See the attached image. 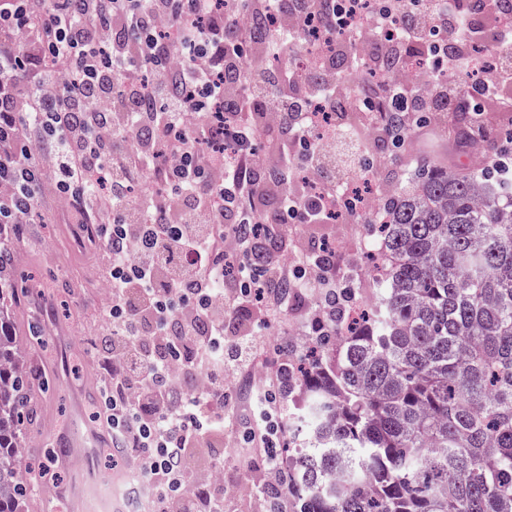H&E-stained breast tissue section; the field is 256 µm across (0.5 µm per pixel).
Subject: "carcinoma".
Segmentation results:
<instances>
[{
  "instance_id": "1",
  "label": "carcinoma",
  "mask_w": 512,
  "mask_h": 512,
  "mask_svg": "<svg viewBox=\"0 0 512 512\" xmlns=\"http://www.w3.org/2000/svg\"><path fill=\"white\" fill-rule=\"evenodd\" d=\"M478 121L461 117L459 138L512 144V127L474 136ZM404 182L370 221L375 304L315 328L288 364L293 512H512V193L427 159ZM28 282L0 259V512H24L22 471L42 478L64 453L22 441L56 389L29 353L39 325L21 337L9 313Z\"/></svg>"
}]
</instances>
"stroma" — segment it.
Segmentation results:
<instances>
[{
	"label": "stroma",
	"instance_id": "obj_1",
	"mask_svg": "<svg viewBox=\"0 0 512 512\" xmlns=\"http://www.w3.org/2000/svg\"><path fill=\"white\" fill-rule=\"evenodd\" d=\"M454 121L450 118L430 119L426 126L401 155L385 157L379 169L381 182L397 186L407 165L416 159H431L454 165L465 163L482 168L486 158L472 156L467 146L455 142ZM35 207L40 223L29 224L16 246L17 265L38 272L55 269L64 284L63 289L35 288L31 297L16 312L19 326L28 322L39 325L66 326V333L45 334V345L36 352L44 368L54 377L57 393L41 401L35 429L26 444L65 445L69 437L86 430L83 410L89 401L97 399L99 385L98 359L93 345L103 342L99 320L97 287L101 282L100 256H88L69 246L72 217L60 207L55 194H41ZM284 241L288 246L313 249L328 242L335 245L342 270L352 271L359 293H377L374 278L369 277L362 262L371 243L369 226L340 218L323 224L283 225ZM311 310L286 309L275 313L257 336V355L253 373L233 377L231 388L235 402L225 410L228 423L243 420L255 408L254 392L263 378L276 373L284 354L302 353L312 337ZM224 485L229 493L224 498V512H262L266 497L262 487L264 473L259 468V451L247 447L237 432L224 435ZM66 478L64 490L79 489L81 498L73 502L72 512H126L123 497L115 496L112 473L103 466L88 471L60 459Z\"/></svg>",
	"mask_w": 512,
	"mask_h": 512
}]
</instances>
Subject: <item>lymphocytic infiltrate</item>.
Returning a JSON list of instances; mask_svg holds the SVG:
<instances>
[{
  "instance_id": "1",
  "label": "lymphocytic infiltrate",
  "mask_w": 512,
  "mask_h": 512,
  "mask_svg": "<svg viewBox=\"0 0 512 512\" xmlns=\"http://www.w3.org/2000/svg\"><path fill=\"white\" fill-rule=\"evenodd\" d=\"M370 8L369 47L353 68L413 44L437 75L424 91L386 85L403 124L466 96L490 102L512 83L511 64L480 72L469 51L479 31L457 0H231L224 10L216 0H0V224L27 223L48 186L104 242L102 417L133 462L122 494L144 512H224L212 477L224 457L211 448L224 439L229 377L250 371L260 325L310 281L322 315L351 283L333 248L303 254L292 279L258 243L290 220L353 213L351 184L376 174L367 151L317 191L298 177L334 148L316 113L335 111L351 84L334 54L297 66V37L311 25L331 38ZM274 59L285 62L275 72ZM273 129L275 148L256 154L255 138ZM144 179L149 189L130 199ZM243 306L238 335L225 337ZM257 400L243 436L265 449L273 476L275 386Z\"/></svg>"
}]
</instances>
